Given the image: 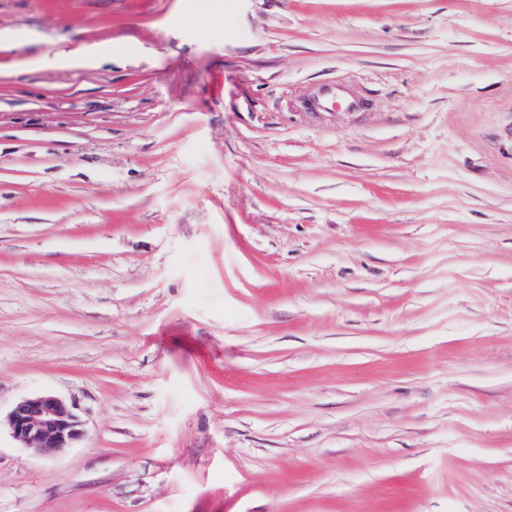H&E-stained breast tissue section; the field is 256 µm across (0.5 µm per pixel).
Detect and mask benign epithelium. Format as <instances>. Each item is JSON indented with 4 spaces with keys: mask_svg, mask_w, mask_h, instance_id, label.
<instances>
[{
    "mask_svg": "<svg viewBox=\"0 0 512 512\" xmlns=\"http://www.w3.org/2000/svg\"><path fill=\"white\" fill-rule=\"evenodd\" d=\"M6 425L17 442L46 457L71 447L83 436L73 406L49 392L19 401L7 415Z\"/></svg>",
    "mask_w": 512,
    "mask_h": 512,
    "instance_id": "7a95c632",
    "label": "benign epithelium"
}]
</instances>
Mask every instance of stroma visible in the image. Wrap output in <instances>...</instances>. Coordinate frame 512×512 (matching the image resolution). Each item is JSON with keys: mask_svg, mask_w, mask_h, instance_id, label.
<instances>
[{"mask_svg": "<svg viewBox=\"0 0 512 512\" xmlns=\"http://www.w3.org/2000/svg\"><path fill=\"white\" fill-rule=\"evenodd\" d=\"M5 28L0 415L51 392L84 435L1 429L0 512H512V0ZM109 52H112V46L106 43H95L84 47L79 53L59 50L56 51L52 57L32 59L29 61V66L33 68L46 66L90 68L95 65L102 55ZM321 100L325 105H321L326 109L327 106L338 107L343 109H353L357 106V101L350 97L342 87L337 85H326Z\"/></svg>", "mask_w": 512, "mask_h": 512, "instance_id": "1", "label": "stroma"}]
</instances>
